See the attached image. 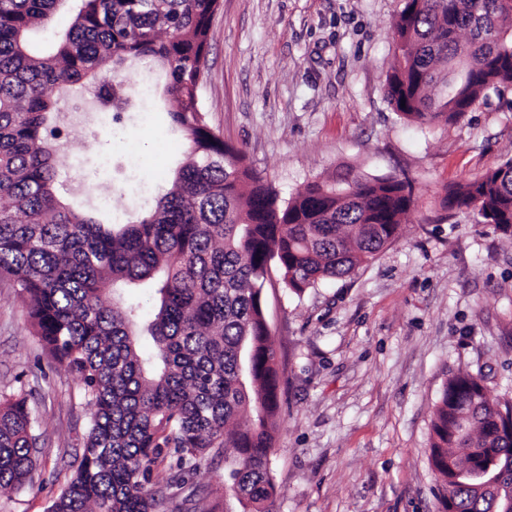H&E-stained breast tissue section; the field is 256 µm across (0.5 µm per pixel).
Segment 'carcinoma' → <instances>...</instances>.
I'll return each instance as SVG.
<instances>
[{
	"label": "carcinoma",
	"mask_w": 512,
	"mask_h": 512,
	"mask_svg": "<svg viewBox=\"0 0 512 512\" xmlns=\"http://www.w3.org/2000/svg\"><path fill=\"white\" fill-rule=\"evenodd\" d=\"M223 0H0V279L19 288L42 348L76 378L89 408L81 458L47 512H163L211 452L249 512H272L268 456L279 374L262 292L271 266L296 296L370 262L400 236L409 181L310 182L283 201L215 134L199 96ZM60 10L67 29L48 32ZM386 96L421 124L460 117L484 90L512 89V7L504 0H404ZM149 60L172 96L182 166L155 205L124 224L60 200L67 146L60 101L85 88L112 121L141 104L101 70ZM443 207L478 211L512 240V157L446 190ZM149 284L154 314L126 295ZM243 415L245 428L236 426ZM512 402L480 377L449 378L432 422L430 464L454 512H512ZM36 420L0 394V491L36 466ZM170 461H165V457ZM491 467L497 482L467 477Z\"/></svg>",
	"instance_id": "carcinoma-1"
}]
</instances>
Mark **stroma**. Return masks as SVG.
<instances>
[{
  "label": "stroma",
  "instance_id": "35a3bbf8",
  "mask_svg": "<svg viewBox=\"0 0 512 512\" xmlns=\"http://www.w3.org/2000/svg\"><path fill=\"white\" fill-rule=\"evenodd\" d=\"M401 0H223L200 99L211 129L289 199L306 183L406 177L415 205L400 238L352 275L295 296L270 269L266 320L282 372L270 476L274 512H442L429 463L448 377L482 374L512 398V241L473 210L441 207L446 186L512 156V90H486L458 120L403 119L384 95ZM169 96L110 125H66L61 176L117 190L118 209L168 186L185 143ZM0 392L25 393L38 421L31 484L0 512H47L82 452L89 411L73 377L40 347L18 288L0 280ZM207 456L178 512H243Z\"/></svg>",
  "mask_w": 512,
  "mask_h": 512
}]
</instances>
